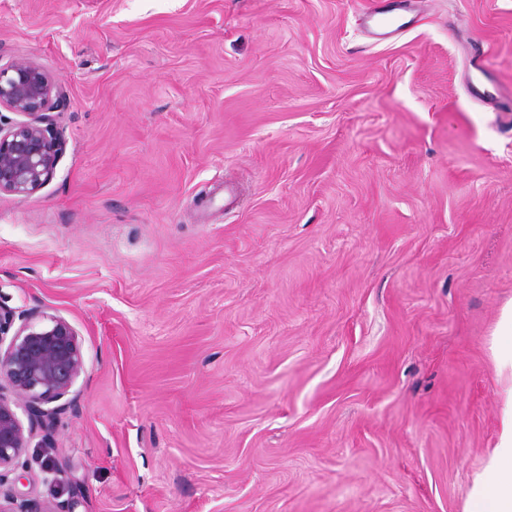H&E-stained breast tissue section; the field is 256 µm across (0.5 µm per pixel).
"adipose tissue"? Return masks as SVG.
I'll list each match as a JSON object with an SVG mask.
<instances>
[{"instance_id": "1", "label": "adipose tissue", "mask_w": 512, "mask_h": 512, "mask_svg": "<svg viewBox=\"0 0 512 512\" xmlns=\"http://www.w3.org/2000/svg\"><path fill=\"white\" fill-rule=\"evenodd\" d=\"M490 352L502 385L498 438L484 471L473 481L463 512H512V300L501 309Z\"/></svg>"}]
</instances>
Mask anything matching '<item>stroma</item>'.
I'll return each mask as SVG.
<instances>
[{"label":"stroma","mask_w":512,"mask_h":512,"mask_svg":"<svg viewBox=\"0 0 512 512\" xmlns=\"http://www.w3.org/2000/svg\"><path fill=\"white\" fill-rule=\"evenodd\" d=\"M0 0L68 90L0 303L78 332L65 512H463L512 298V0ZM490 44L486 74L469 46ZM236 203L224 208V184ZM399 2V8L389 9L370 6L362 18L363 29L370 39L376 42L385 41L400 36L410 29L417 19L422 17L420 4L422 0H394ZM396 10L405 14L400 15Z\"/></svg>","instance_id":"1"}]
</instances>
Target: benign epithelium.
Listing matches in <instances>:
<instances>
[{
	"instance_id": "7a95c632",
	"label": "benign epithelium",
	"mask_w": 512,
	"mask_h": 512,
	"mask_svg": "<svg viewBox=\"0 0 512 512\" xmlns=\"http://www.w3.org/2000/svg\"><path fill=\"white\" fill-rule=\"evenodd\" d=\"M66 88L41 65H0V110L20 119L0 123V193L29 196L50 182L65 148L60 114ZM9 343H4L5 336ZM0 512H54L18 496L11 475L30 468L27 449H43L46 481L63 483L54 439L74 410L69 393L85 372L82 344L64 318L0 305ZM27 421H22L18 411Z\"/></svg>"
}]
</instances>
